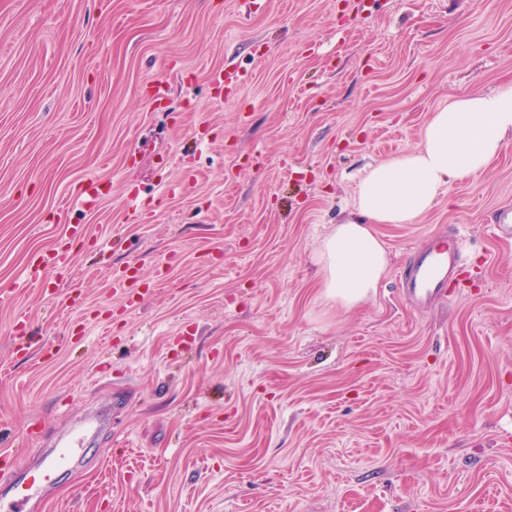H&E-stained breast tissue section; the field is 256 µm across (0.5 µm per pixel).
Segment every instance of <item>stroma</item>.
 <instances>
[{"instance_id":"1","label":"stroma","mask_w":512,"mask_h":512,"mask_svg":"<svg viewBox=\"0 0 512 512\" xmlns=\"http://www.w3.org/2000/svg\"><path fill=\"white\" fill-rule=\"evenodd\" d=\"M228 62L251 82L224 98L210 75ZM157 80L169 110L144 96ZM511 81L512 0H264L249 17L234 0H0V450L22 472L111 409L40 512H512V240L492 230L512 139L414 223L376 225L390 265L364 306L325 307L312 262L357 218L368 166L417 148L449 97ZM132 187L160 200L137 222ZM72 224V277L21 287ZM451 230L463 279L409 308L399 270ZM131 267L150 293L128 311L111 281Z\"/></svg>"}]
</instances>
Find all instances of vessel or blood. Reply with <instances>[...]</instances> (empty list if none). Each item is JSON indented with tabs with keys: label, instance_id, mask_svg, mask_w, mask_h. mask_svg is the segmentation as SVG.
Listing matches in <instances>:
<instances>
[{
	"label": "vessel or blood",
	"instance_id": "1",
	"mask_svg": "<svg viewBox=\"0 0 512 512\" xmlns=\"http://www.w3.org/2000/svg\"><path fill=\"white\" fill-rule=\"evenodd\" d=\"M247 80V73L230 67L222 68L211 76L213 86L228 95L240 90ZM462 260L463 241L459 236L451 234L434 237L425 247L414 252L401 272L400 295L416 309L434 304L447 295L448 286L460 271ZM66 262V249L57 247L39 264L29 266L25 272V278L30 282L40 281L45 267L63 265ZM105 420V413L96 411L85 416L79 425L63 432L56 441L58 448L56 464L31 471L10 491L0 494V512H38L54 480L57 465L78 462L79 450L84 445L87 430L100 426Z\"/></svg>",
	"mask_w": 512,
	"mask_h": 512
}]
</instances>
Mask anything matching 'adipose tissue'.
I'll list each match as a JSON object with an SVG mask.
<instances>
[{"mask_svg": "<svg viewBox=\"0 0 512 512\" xmlns=\"http://www.w3.org/2000/svg\"><path fill=\"white\" fill-rule=\"evenodd\" d=\"M510 138L512 83L449 98L431 113L417 149L366 170L355 198L357 219L334 225L320 240L313 261L321 298L342 311L372 299L390 262L375 225L413 223L449 180L484 174Z\"/></svg>", "mask_w": 512, "mask_h": 512, "instance_id": "ef3b65f1", "label": "adipose tissue"}]
</instances>
